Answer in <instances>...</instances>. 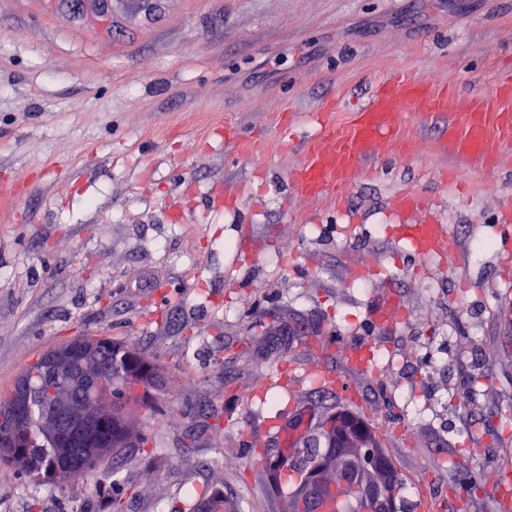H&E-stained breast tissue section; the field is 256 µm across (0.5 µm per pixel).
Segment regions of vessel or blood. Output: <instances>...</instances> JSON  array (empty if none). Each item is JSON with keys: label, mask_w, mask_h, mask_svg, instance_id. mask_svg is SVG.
<instances>
[{"label": "vessel or blood", "mask_w": 512, "mask_h": 512, "mask_svg": "<svg viewBox=\"0 0 512 512\" xmlns=\"http://www.w3.org/2000/svg\"><path fill=\"white\" fill-rule=\"evenodd\" d=\"M410 106L424 112L460 114L463 130L454 136L453 150L474 158L482 168L495 167L500 161L498 146L512 143V78L498 81L491 94L475 98L463 107L449 94L447 85L413 71L401 72L380 81L347 125L336 126L332 110L315 113L314 121L321 133L290 174L296 194L342 205L364 156L410 154V143L394 134ZM390 206L399 219L396 234L408 238L419 256L442 257L454 251L447 226L435 223L419 194L395 195ZM401 314L398 300L390 296L377 304L371 317L375 325L385 326ZM374 347L370 340L350 342L343 346L342 356L349 366L361 368ZM317 375L328 390L347 403H355L353 386L339 372L321 368Z\"/></svg>", "instance_id": "1"}]
</instances>
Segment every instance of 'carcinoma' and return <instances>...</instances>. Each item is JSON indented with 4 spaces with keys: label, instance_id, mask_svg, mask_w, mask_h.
<instances>
[{
    "label": "carcinoma",
    "instance_id": "cac0c4a2",
    "mask_svg": "<svg viewBox=\"0 0 512 512\" xmlns=\"http://www.w3.org/2000/svg\"><path fill=\"white\" fill-rule=\"evenodd\" d=\"M63 354L76 364L93 363L112 382V408L103 410V429L94 448L80 442L68 449L57 447L56 435L44 425L51 410L50 391L57 387L53 359ZM158 378V369L144 363L134 352L118 347L110 337L76 336L39 353L0 395V436L22 424L20 446L0 447V463L15 465L28 478L66 487L112 459L134 437L128 411L138 402L139 390ZM343 447H336V436ZM272 467V490L284 501V512H310L306 489L323 495L326 512H398L404 483L385 457L382 448L363 431L348 425L341 414H330L310 427L286 448L257 452ZM356 471L359 481L375 489L372 494L336 486V469Z\"/></svg>",
    "mask_w": 512,
    "mask_h": 512
}]
</instances>
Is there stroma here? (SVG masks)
Listing matches in <instances>:
<instances>
[{
	"instance_id": "1",
	"label": "stroma",
	"mask_w": 512,
	"mask_h": 512,
	"mask_svg": "<svg viewBox=\"0 0 512 512\" xmlns=\"http://www.w3.org/2000/svg\"><path fill=\"white\" fill-rule=\"evenodd\" d=\"M509 66L512 0H0V392L81 334L160 371L133 409L145 447L64 490L0 465V512H194L215 494L279 512L245 437L281 447L265 424L289 402L311 425L362 423L438 512H512V237L495 222L512 147L483 171L444 149L448 115L410 112L399 135L417 150L371 158L345 211L289 185L330 100L346 124L410 69L464 104ZM405 191L447 225L451 260L391 238ZM388 295L405 316L374 326ZM369 337L383 373L340 355ZM283 359L291 386L254 397ZM314 366L344 372L358 405Z\"/></svg>"
}]
</instances>
